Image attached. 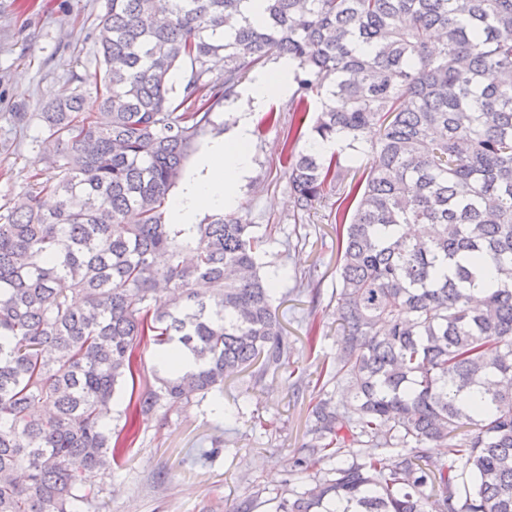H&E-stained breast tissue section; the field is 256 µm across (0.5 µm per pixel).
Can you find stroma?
<instances>
[{"label": "stroma", "instance_id": "1", "mask_svg": "<svg viewBox=\"0 0 512 512\" xmlns=\"http://www.w3.org/2000/svg\"><path fill=\"white\" fill-rule=\"evenodd\" d=\"M106 0H0V213L45 168L48 133L38 119L45 101L72 92L77 77L97 68L95 35ZM277 123L255 128L249 144L251 173L239 188L237 210L267 241L257 256L275 286L273 305L288 337V357L263 376L243 372L227 379L221 395L196 398L148 420L126 423L131 389L112 403V425L131 441L121 467L105 477L86 473L103 487L104 512H275L281 493L303 490L332 459L295 469L305 458L317 389L336 406V383L319 386L323 365L340 350L336 286L338 259L329 207L293 218V197L282 147L289 132L288 100L269 102ZM27 115L18 123L15 115ZM317 344L307 345V330Z\"/></svg>", "mask_w": 512, "mask_h": 512}]
</instances>
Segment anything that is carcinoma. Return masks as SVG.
<instances>
[{
	"instance_id": "cac0c4a2",
	"label": "carcinoma",
	"mask_w": 512,
	"mask_h": 512,
	"mask_svg": "<svg viewBox=\"0 0 512 512\" xmlns=\"http://www.w3.org/2000/svg\"><path fill=\"white\" fill-rule=\"evenodd\" d=\"M247 3L106 0L92 83L38 115L50 173L0 216V512H100L83 473L112 475L126 447L108 412L142 337L173 364L131 394L143 420L287 358L252 225L162 211L271 55L295 64L296 214L334 207L350 404L316 402L297 466L336 467L276 512H512V0H264L257 23ZM374 126L364 176L295 147L353 149Z\"/></svg>"
}]
</instances>
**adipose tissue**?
Returning a JSON list of instances; mask_svg holds the SVG:
<instances>
[{
  "mask_svg": "<svg viewBox=\"0 0 512 512\" xmlns=\"http://www.w3.org/2000/svg\"><path fill=\"white\" fill-rule=\"evenodd\" d=\"M294 64L281 59L275 76L258 75L249 83L237 110V123L230 134L217 139L202 158L203 177L188 180L173 203L169 221L173 224L194 223L204 210H232L238 205V187L249 175L252 154V114L273 95L288 96V75Z\"/></svg>",
  "mask_w": 512,
  "mask_h": 512,
  "instance_id": "obj_1",
  "label": "adipose tissue"
}]
</instances>
